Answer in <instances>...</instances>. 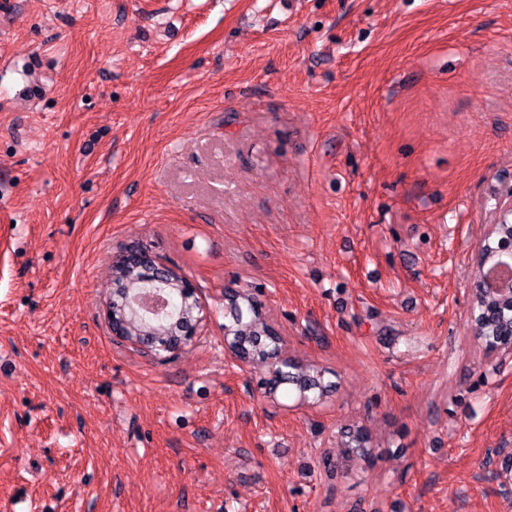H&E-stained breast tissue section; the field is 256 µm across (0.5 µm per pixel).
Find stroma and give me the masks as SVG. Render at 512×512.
Returning <instances> with one entry per match:
<instances>
[{
  "label": "stroma",
  "mask_w": 512,
  "mask_h": 512,
  "mask_svg": "<svg viewBox=\"0 0 512 512\" xmlns=\"http://www.w3.org/2000/svg\"><path fill=\"white\" fill-rule=\"evenodd\" d=\"M511 188L512 0H0V512H512L468 295ZM133 240L195 286L176 358L104 320ZM228 288L318 403L228 353ZM344 454L370 463L375 458L372 437L365 428H348L342 432Z\"/></svg>",
  "instance_id": "1"
}]
</instances>
